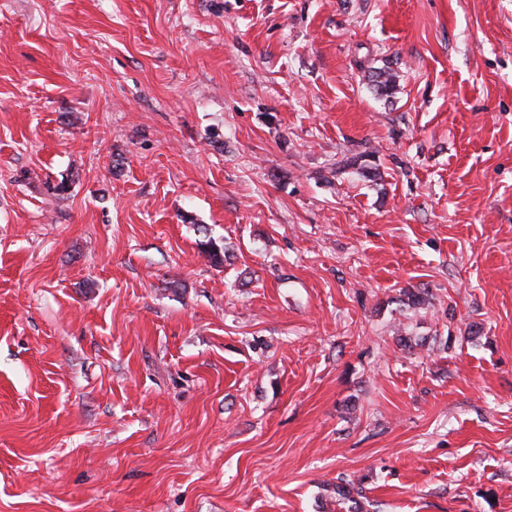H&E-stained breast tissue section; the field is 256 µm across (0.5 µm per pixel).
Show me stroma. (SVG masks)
<instances>
[{"instance_id":"obj_1","label":"stroma","mask_w":512,"mask_h":512,"mask_svg":"<svg viewBox=\"0 0 512 512\" xmlns=\"http://www.w3.org/2000/svg\"><path fill=\"white\" fill-rule=\"evenodd\" d=\"M0 512H512V0H0Z\"/></svg>"}]
</instances>
